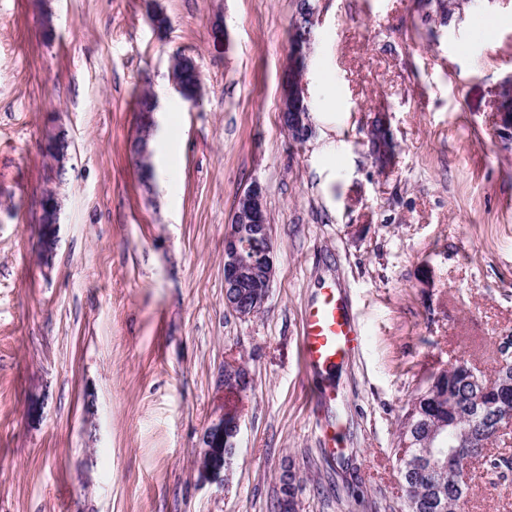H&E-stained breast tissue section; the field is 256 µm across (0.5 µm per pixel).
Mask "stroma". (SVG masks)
Segmentation results:
<instances>
[{"label":"stroma","mask_w":512,"mask_h":512,"mask_svg":"<svg viewBox=\"0 0 512 512\" xmlns=\"http://www.w3.org/2000/svg\"><path fill=\"white\" fill-rule=\"evenodd\" d=\"M157 2L162 34L147 0H0V204L15 206L0 216V512H272L288 467L299 512H399L408 400L456 360L493 371L512 336V149L494 124L512 0L447 25L420 0H315L301 148L279 118L295 0ZM178 53L201 69L193 107L171 86ZM146 86L168 130L148 187L131 152ZM379 112L396 143L384 174L362 132ZM55 123L74 167L47 269L39 143ZM254 183L277 268L263 312L242 318L224 305V235ZM328 280L361 343L320 377L300 316ZM231 360L253 383L221 487L198 452ZM326 386L336 399L313 414ZM465 512H512V475L475 466Z\"/></svg>","instance_id":"obj_1"}]
</instances>
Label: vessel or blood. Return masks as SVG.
Wrapping results in <instances>:
<instances>
[{
	"label": "vessel or blood",
	"instance_id": "obj_1",
	"mask_svg": "<svg viewBox=\"0 0 512 512\" xmlns=\"http://www.w3.org/2000/svg\"><path fill=\"white\" fill-rule=\"evenodd\" d=\"M360 331L336 282L324 283L301 317L300 353L305 368L323 372L342 364L356 349Z\"/></svg>",
	"mask_w": 512,
	"mask_h": 512
}]
</instances>
